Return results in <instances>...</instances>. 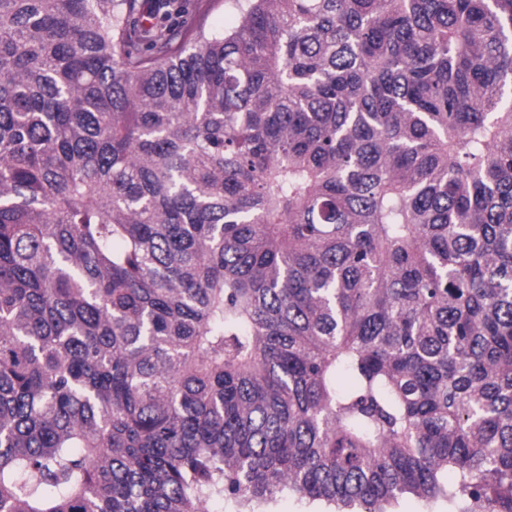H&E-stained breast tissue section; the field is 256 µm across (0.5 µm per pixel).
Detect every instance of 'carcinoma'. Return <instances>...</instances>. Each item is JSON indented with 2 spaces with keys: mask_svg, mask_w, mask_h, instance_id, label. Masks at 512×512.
Returning <instances> with one entry per match:
<instances>
[{
  "mask_svg": "<svg viewBox=\"0 0 512 512\" xmlns=\"http://www.w3.org/2000/svg\"><path fill=\"white\" fill-rule=\"evenodd\" d=\"M238 7L0 0V512H512V0ZM187 14H199L210 28H228L236 22L233 0H187L182 1ZM267 510L270 512H312L320 509L316 505L300 500L297 495L288 491V489H284L276 495Z\"/></svg>",
  "mask_w": 512,
  "mask_h": 512,
  "instance_id": "carcinoma-1",
  "label": "carcinoma"
}]
</instances>
